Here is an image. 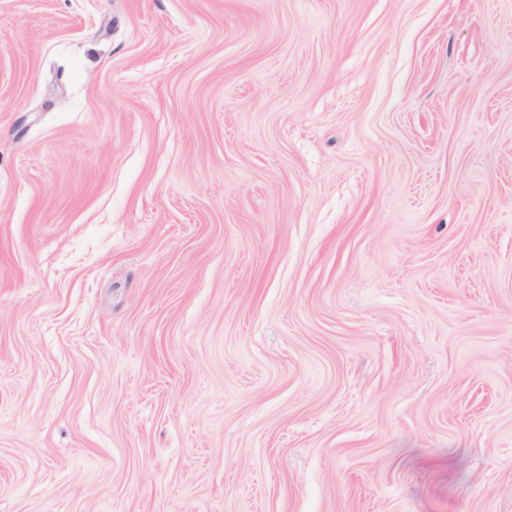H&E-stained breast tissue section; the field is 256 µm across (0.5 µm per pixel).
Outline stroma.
<instances>
[{"label":"stroma","mask_w":512,"mask_h":512,"mask_svg":"<svg viewBox=\"0 0 512 512\" xmlns=\"http://www.w3.org/2000/svg\"><path fill=\"white\" fill-rule=\"evenodd\" d=\"M0 512H512V0H0Z\"/></svg>","instance_id":"35a3bbf8"}]
</instances>
